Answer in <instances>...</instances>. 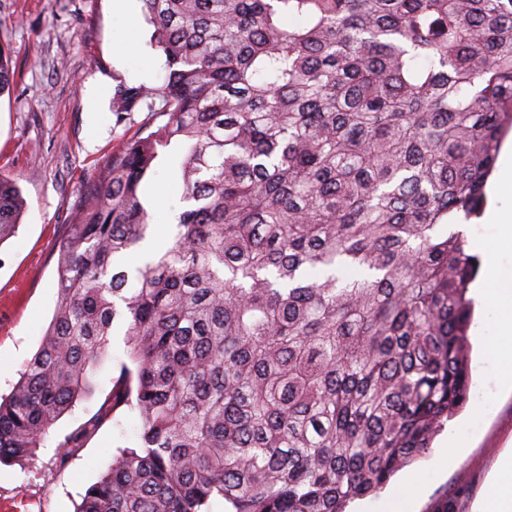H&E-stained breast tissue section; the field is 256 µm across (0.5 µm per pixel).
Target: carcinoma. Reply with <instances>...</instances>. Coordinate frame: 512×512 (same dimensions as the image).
<instances>
[{"instance_id": "obj_1", "label": "carcinoma", "mask_w": 512, "mask_h": 512, "mask_svg": "<svg viewBox=\"0 0 512 512\" xmlns=\"http://www.w3.org/2000/svg\"><path fill=\"white\" fill-rule=\"evenodd\" d=\"M165 56L112 111L159 123L123 141L58 244L57 302L0 397V463L58 442L59 468L116 412L121 448L77 512H346L426 456L466 405L462 231L512 131V0H141ZM180 156L171 245L143 186ZM24 203L0 175V245Z\"/></svg>"}]
</instances>
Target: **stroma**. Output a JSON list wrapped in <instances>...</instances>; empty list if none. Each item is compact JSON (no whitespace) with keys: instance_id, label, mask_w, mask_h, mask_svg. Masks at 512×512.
<instances>
[{"instance_id":"35a3bbf8","label":"stroma","mask_w":512,"mask_h":512,"mask_svg":"<svg viewBox=\"0 0 512 512\" xmlns=\"http://www.w3.org/2000/svg\"><path fill=\"white\" fill-rule=\"evenodd\" d=\"M141 0L116 9L113 0H0V48L11 58L13 85L0 94V174L13 178L25 201L20 226L0 244V396L8 395L38 349L56 301L58 242L72 207L121 140L151 122L147 112L116 115L114 87L157 85L165 59L151 45L152 27ZM98 99H91V91ZM181 188L161 171L144 188L156 226L179 212ZM127 356L112 339L98 367L96 394L76 405L50 430L35 457L0 464V512H75L85 490L107 470L117 448L137 447V413L118 412L87 441L66 468L57 444L94 414ZM471 404L438 434L430 452L398 472L394 483L414 481V512H471L487 477L512 449V393L490 395L492 363L473 346ZM471 439L456 465L440 456L447 434Z\"/></svg>"}]
</instances>
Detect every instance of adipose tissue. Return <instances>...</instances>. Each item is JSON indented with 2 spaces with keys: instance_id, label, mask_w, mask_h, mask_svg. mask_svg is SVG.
<instances>
[{
  "instance_id": "obj_1",
  "label": "adipose tissue",
  "mask_w": 512,
  "mask_h": 512,
  "mask_svg": "<svg viewBox=\"0 0 512 512\" xmlns=\"http://www.w3.org/2000/svg\"><path fill=\"white\" fill-rule=\"evenodd\" d=\"M477 292L490 316L482 338L484 351L496 365L498 390L512 392V280H505L498 267H490Z\"/></svg>"
}]
</instances>
